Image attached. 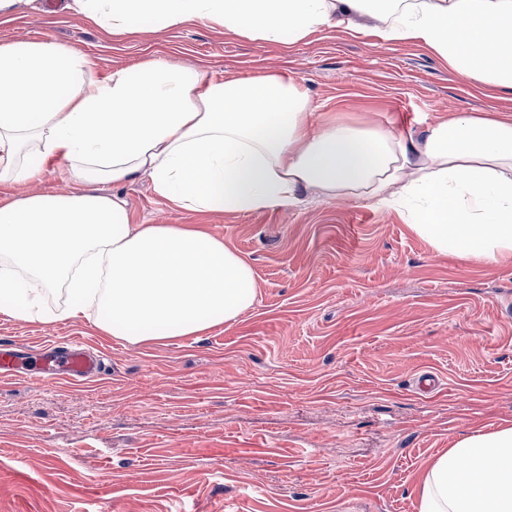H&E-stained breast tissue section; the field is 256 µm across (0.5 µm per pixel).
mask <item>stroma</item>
Returning a JSON list of instances; mask_svg holds the SVG:
<instances>
[{"label": "stroma", "instance_id": "obj_1", "mask_svg": "<svg viewBox=\"0 0 512 512\" xmlns=\"http://www.w3.org/2000/svg\"><path fill=\"white\" fill-rule=\"evenodd\" d=\"M135 25L117 37L40 0L0 16V42L51 37L96 79L149 59L220 81L274 70L354 124L512 120L511 91L368 32L280 44ZM102 190L133 223L206 225L252 266L256 301L203 335L137 344L87 320L0 314V340L26 352L72 340L112 362L83 384L0 378V512H418L423 473L456 438L512 425L511 260L436 253L363 200L208 215L170 207L145 175ZM424 372L440 389L416 387Z\"/></svg>", "mask_w": 512, "mask_h": 512}]
</instances>
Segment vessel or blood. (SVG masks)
Instances as JSON below:
<instances>
[{"label": "vessel or blood", "mask_w": 512, "mask_h": 512, "mask_svg": "<svg viewBox=\"0 0 512 512\" xmlns=\"http://www.w3.org/2000/svg\"><path fill=\"white\" fill-rule=\"evenodd\" d=\"M102 363L103 358L98 352L82 346L32 359L26 357L17 346L0 344L1 376L23 370L31 379L39 382L85 380L97 377Z\"/></svg>", "instance_id": "1"}]
</instances>
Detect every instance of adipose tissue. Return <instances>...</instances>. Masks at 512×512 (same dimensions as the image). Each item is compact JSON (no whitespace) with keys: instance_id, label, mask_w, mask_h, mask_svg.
<instances>
[{"instance_id":"ef3b65f1","label":"adipose tissue","mask_w":512,"mask_h":512,"mask_svg":"<svg viewBox=\"0 0 512 512\" xmlns=\"http://www.w3.org/2000/svg\"><path fill=\"white\" fill-rule=\"evenodd\" d=\"M114 35L212 23L271 43L328 26L433 51L463 79L512 91V0H70ZM71 185L32 189L57 162ZM149 176L196 213L252 212L318 197L401 210L438 252L512 259V121L458 113L424 130L353 125L314 112L306 86L246 81L147 60L92 79L52 39L0 42V313L87 319L135 341L200 335L254 304L250 264L204 225L132 223L89 183ZM64 289V305L46 304ZM419 512H512V426L458 439L424 472Z\"/></svg>"}]
</instances>
